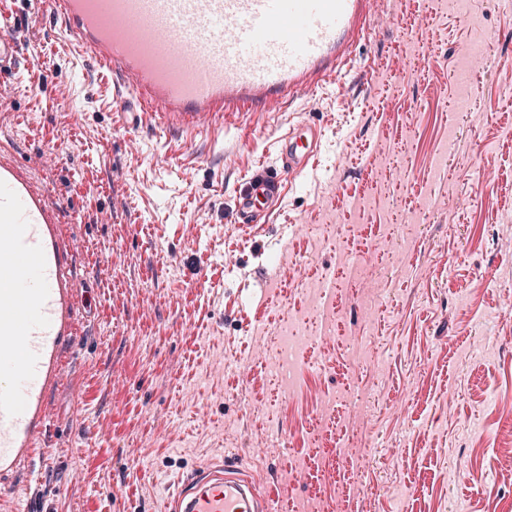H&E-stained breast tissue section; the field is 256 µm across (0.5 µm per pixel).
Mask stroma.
<instances>
[{"label":"stroma","mask_w":512,"mask_h":512,"mask_svg":"<svg viewBox=\"0 0 512 512\" xmlns=\"http://www.w3.org/2000/svg\"><path fill=\"white\" fill-rule=\"evenodd\" d=\"M13 8L0 151L81 245L84 326L0 512H168L227 457L263 463L276 512H512V12L375 0L348 75L186 130L123 115L60 16ZM300 120L324 134L317 177L231 223ZM285 330L310 339L291 397ZM297 344V341H294L287 336L275 361L276 368L284 380L285 388L288 391L289 396H291L294 392V381L296 373L295 351Z\"/></svg>","instance_id":"1"}]
</instances>
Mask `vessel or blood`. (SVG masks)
<instances>
[{
  "mask_svg": "<svg viewBox=\"0 0 512 512\" xmlns=\"http://www.w3.org/2000/svg\"><path fill=\"white\" fill-rule=\"evenodd\" d=\"M84 52L122 78L118 105L152 107L160 126L232 122L257 106L311 94L338 77L368 33L370 0H42ZM15 10L0 12V93L21 62ZM322 150L319 128L292 124L277 141L279 173L250 175L235 221L253 226ZM79 246L46 191L0 155V482L48 440V403L78 335ZM233 460L188 477L172 512H273Z\"/></svg>",
  "mask_w": 512,
  "mask_h": 512,
  "instance_id": "obj_1",
  "label": "vessel or blood"
}]
</instances>
